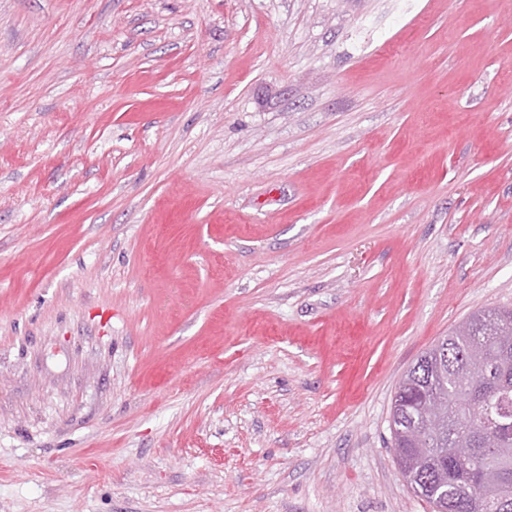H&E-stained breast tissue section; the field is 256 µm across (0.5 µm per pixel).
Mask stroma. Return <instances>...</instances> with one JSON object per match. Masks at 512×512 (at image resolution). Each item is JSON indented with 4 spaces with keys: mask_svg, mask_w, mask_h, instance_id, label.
Masks as SVG:
<instances>
[{
    "mask_svg": "<svg viewBox=\"0 0 512 512\" xmlns=\"http://www.w3.org/2000/svg\"><path fill=\"white\" fill-rule=\"evenodd\" d=\"M499 306L512 0H0V512H431ZM441 351V360L436 352ZM445 352L446 360L442 358ZM469 376L460 391L457 370ZM447 396L443 431L428 442L415 424L419 407L431 393ZM510 410L511 418L502 411ZM393 448L410 486L437 512H488L497 501L512 512V309L494 307L469 315L411 366L392 398ZM511 422L508 434L503 427ZM500 436L499 446L492 443ZM463 442L468 448H459ZM446 507L447 511H439Z\"/></svg>",
    "mask_w": 512,
    "mask_h": 512,
    "instance_id": "1",
    "label": "stroma"
}]
</instances>
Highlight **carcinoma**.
I'll use <instances>...</instances> for the list:
<instances>
[{"instance_id": "1", "label": "carcinoma", "mask_w": 512, "mask_h": 512, "mask_svg": "<svg viewBox=\"0 0 512 512\" xmlns=\"http://www.w3.org/2000/svg\"><path fill=\"white\" fill-rule=\"evenodd\" d=\"M512 309L469 315L411 366L392 398L393 448L409 484L434 509L512 512ZM468 443L471 454L454 456Z\"/></svg>"}]
</instances>
